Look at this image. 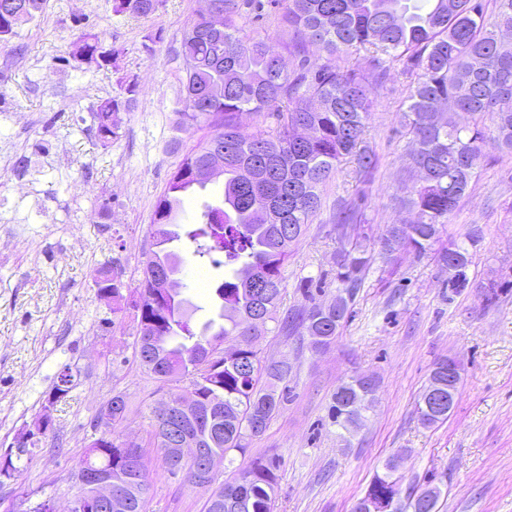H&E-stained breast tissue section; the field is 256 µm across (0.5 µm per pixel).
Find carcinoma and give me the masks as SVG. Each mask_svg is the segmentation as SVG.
Instances as JSON below:
<instances>
[{"mask_svg":"<svg viewBox=\"0 0 512 512\" xmlns=\"http://www.w3.org/2000/svg\"><path fill=\"white\" fill-rule=\"evenodd\" d=\"M12 12H0V45L8 46L17 29L40 16L46 0H15ZM224 14L222 27L200 13L185 30L179 55L184 62L180 78L179 113L195 124L224 137L222 204H207L197 224L183 233L170 229L173 206L191 191L207 186L202 168L214 157V139L207 138L184 156L167 189L160 196L153 224L159 244L181 238L195 244L193 255L224 254L228 273L214 292L218 312L201 325L193 315L204 307L188 299H173L146 263L139 280L142 292L160 293L154 304L133 316L136 326L155 330L156 344L140 336L136 356L158 379L189 381L197 397L189 412L179 411L174 424L180 436L206 449L207 456L226 458L245 454L253 438L264 433L288 395V361H263L260 341L269 323L278 321L285 264L291 247L312 223L322 206L321 189L336 167L352 160L368 175L374 154L365 144L374 108L375 86L399 65L417 74L405 118L412 134L410 158L420 175L409 195L400 199L414 220L391 224L382 250L399 249L422 255L439 241L441 228L476 178L487 141L480 119L489 117L493 140L504 155H512V0H500L497 19L487 26L484 0H288L283 21L291 33L287 42L255 37L238 22L242 8L257 10L261 0H217ZM164 0H113L118 15L148 18ZM322 55L312 63L306 47ZM349 50L364 53L365 66L337 63ZM122 50L106 45L98 35L84 33L71 45L70 57L95 60L96 68L115 64ZM296 65L286 68L284 54ZM126 98H108L95 113L96 135L106 146L116 137L117 114L133 103L135 83L125 84ZM249 114L273 118L275 126L259 123L250 134L240 131L239 119ZM451 242L437 261L448 273L444 287L459 295L471 287L469 247ZM365 251L353 248L344 255L336 278L342 283L334 301L313 304L288 315L281 324L302 327L310 336L332 343L348 317L350 303L368 265ZM245 337L235 351L221 350L207 360V350L230 339ZM369 383L356 376L342 382L332 398L329 417L338 427L353 417L349 402L358 388ZM448 392V361L433 364L417 402L421 424L432 427L448 419V404H439L436 391ZM112 408L103 413L112 436L106 448L88 447L80 466H94L112 476V484L138 481L113 512H147L150 484L143 473V453L130 454L128 443L115 433L127 419L125 396H112ZM274 457L257 458L231 483L219 486L222 512H273L276 470ZM400 477L391 464L374 474L353 512L371 503L381 512H400ZM441 490L425 487L410 497L411 512H439Z\"/></svg>","mask_w":512,"mask_h":512,"instance_id":"cac0c4a2","label":"carcinoma"}]
</instances>
